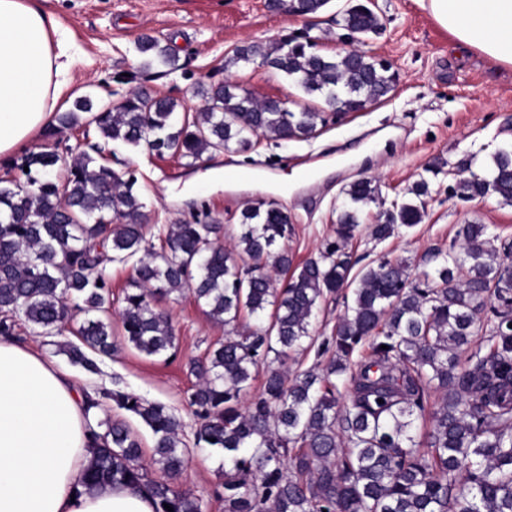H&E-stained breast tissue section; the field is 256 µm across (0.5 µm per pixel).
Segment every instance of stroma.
Returning a JSON list of instances; mask_svg holds the SVG:
<instances>
[{"instance_id": "obj_1", "label": "stroma", "mask_w": 512, "mask_h": 512, "mask_svg": "<svg viewBox=\"0 0 512 512\" xmlns=\"http://www.w3.org/2000/svg\"><path fill=\"white\" fill-rule=\"evenodd\" d=\"M346 0H329L320 23L268 9L266 0H47L53 17L73 39L78 63L58 111L83 96L112 105L132 88L177 103L178 119L193 118L202 102L198 81L231 79L254 96L285 99L292 110L312 97L282 73L261 65L225 71L224 60L240 45L269 41L310 29L322 53H334L344 34L333 18ZM384 28L365 36L360 48L392 62L398 83L389 101L368 111L329 118L306 140H254L245 153L223 152L200 160L160 158L122 145L101 144L105 163L132 170L134 190L149 225L200 220L223 225L225 249H234L242 211L264 201L288 209L294 233L283 243L294 263L324 250L336 238L337 216L347 186L368 178L377 184L379 203L365 208L360 233L348 249L361 265L382 257L406 260L412 274L426 270L424 255L459 245L460 224L488 225L499 246H512V205L488 196L476 201L452 197L448 189L462 168L481 172L492 154L512 146V70L458 45L416 0H377ZM161 39L180 57L175 72L142 70L138 37ZM425 180L430 195L422 224L378 241L369 234L380 209L391 208L407 188ZM176 334L174 356H146L121 344L98 359L89 373L57 353L52 340L21 329V344L54 356L73 375L111 386L120 376L128 391L171 408L192 441L194 418L187 406L196 382L189 365L227 333L210 320L191 294L158 301ZM224 458L209 448L191 449L176 488L203 501L204 512H224L219 495Z\"/></svg>"}]
</instances>
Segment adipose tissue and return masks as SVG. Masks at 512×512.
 <instances>
[{
    "label": "adipose tissue",
    "instance_id": "ef3b65f1",
    "mask_svg": "<svg viewBox=\"0 0 512 512\" xmlns=\"http://www.w3.org/2000/svg\"><path fill=\"white\" fill-rule=\"evenodd\" d=\"M459 44L512 68V0H417ZM74 44L42 0H0V159L26 152L71 82ZM94 383L0 338V512H153L119 485L82 486Z\"/></svg>",
    "mask_w": 512,
    "mask_h": 512
}]
</instances>
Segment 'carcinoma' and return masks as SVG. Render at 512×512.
<instances>
[{
    "label": "carcinoma",
    "instance_id": "1",
    "mask_svg": "<svg viewBox=\"0 0 512 512\" xmlns=\"http://www.w3.org/2000/svg\"><path fill=\"white\" fill-rule=\"evenodd\" d=\"M328 2L288 0L289 12L312 23ZM336 24L362 36L382 28L365 0H351ZM316 47L312 36L252 42L236 48L224 70L258 60L320 97L321 109L294 112L225 79L198 83L204 105L179 127L175 99L134 91L113 106L82 97L56 113L44 143L11 165L20 176L0 185V336L13 339L23 325L54 336L82 314L79 343H54L72 363L96 370L89 354L111 356L117 335L159 356L175 348L176 336L154 302L189 292L210 319L235 328L191 363L197 383L187 397L195 447L224 452V512H512V250L497 247L487 225H460V249L426 257L435 266L420 278L399 259L363 268L352 304L330 334L315 336L320 303L352 284L348 245L360 232L361 208L376 201L372 180L349 185L337 240L294 269L288 250L278 248L293 231L287 209L259 202L243 210L234 252L220 241L224 225L199 220L157 227V247L147 239L133 174L98 162L96 143L74 156L54 140L58 130L86 124L106 142L198 160L248 151L258 136L307 139L326 124V112H364L395 90L396 72L384 60ZM136 49L146 70L182 69L157 37L140 36ZM58 169L66 172L62 180ZM450 191L464 201L493 195L512 205V149L492 156L487 175L461 177ZM408 194L378 215L374 239L423 222L427 182ZM107 260L133 261L118 334ZM274 271L291 272L279 289ZM246 315L259 325L240 324ZM312 349L314 366L291 376L267 369L260 393L242 404L268 359L282 363ZM433 391L441 401L420 434ZM105 400L151 429L163 474L180 472L189 448L170 408L117 380L88 398L86 409ZM89 434L95 448L84 487L129 486L150 495L154 512H168L166 504L203 512L198 497L148 478L141 444L124 422L100 418Z\"/></svg>",
    "mask_w": 512,
    "mask_h": 512
}]
</instances>
